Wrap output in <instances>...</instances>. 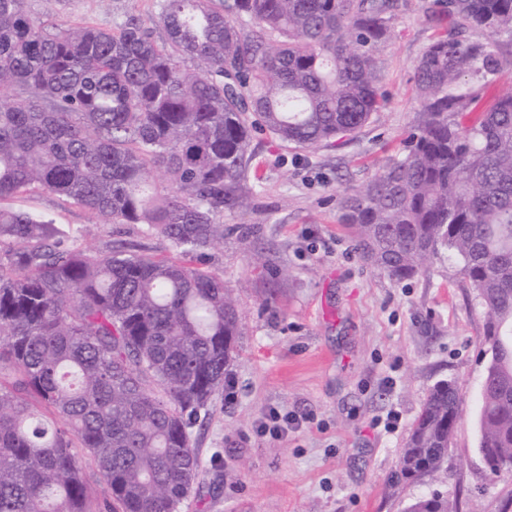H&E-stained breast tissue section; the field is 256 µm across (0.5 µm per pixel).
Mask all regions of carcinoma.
Segmentation results:
<instances>
[{
	"label": "carcinoma",
	"mask_w": 512,
	"mask_h": 512,
	"mask_svg": "<svg viewBox=\"0 0 512 512\" xmlns=\"http://www.w3.org/2000/svg\"><path fill=\"white\" fill-rule=\"evenodd\" d=\"M407 2L161 0L159 44L134 15L64 27L0 0V201L40 190L175 251L84 250L0 205V512H181L200 467L192 429L240 335L233 289L194 262L246 204L251 133L301 148L357 134L388 102L378 50ZM422 10L439 32L414 66L420 122L341 219L392 279L445 253L459 263L487 313L479 448L497 468L512 463V93L457 117L512 48V0ZM459 406L453 383L430 389L401 477L442 468ZM406 512L458 509L434 493Z\"/></svg>",
	"instance_id": "cac0c4a2"
}]
</instances>
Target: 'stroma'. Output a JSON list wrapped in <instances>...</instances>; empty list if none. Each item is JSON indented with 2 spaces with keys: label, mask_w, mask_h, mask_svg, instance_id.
Listing matches in <instances>:
<instances>
[{
  "label": "stroma",
  "mask_w": 512,
  "mask_h": 512,
  "mask_svg": "<svg viewBox=\"0 0 512 512\" xmlns=\"http://www.w3.org/2000/svg\"><path fill=\"white\" fill-rule=\"evenodd\" d=\"M160 3L28 0V9L58 24L113 29L131 15L151 23ZM420 3L409 0L380 48L388 105L353 140L305 149L252 135L261 181L243 209L225 213L223 245L201 259L233 289L241 334L226 390L193 429L201 467L187 512H405L434 493L459 512H500L512 495V474L493 475L479 452L486 313L473 288L445 259L423 275L389 278L355 252L338 207L418 124L413 67L434 33ZM9 204L53 219L82 249L121 240L171 251L166 239L98 223L49 194ZM441 380L460 394L448 457L437 473L398 479L401 450ZM273 411L298 428L261 433ZM392 412L399 420L389 431Z\"/></svg>",
  "instance_id": "35a3bbf8"
}]
</instances>
